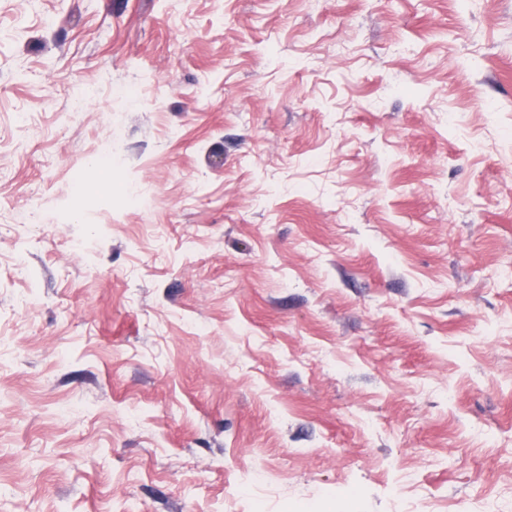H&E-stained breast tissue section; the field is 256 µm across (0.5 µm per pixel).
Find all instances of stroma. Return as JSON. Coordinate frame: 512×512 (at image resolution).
<instances>
[{
    "label": "stroma",
    "mask_w": 512,
    "mask_h": 512,
    "mask_svg": "<svg viewBox=\"0 0 512 512\" xmlns=\"http://www.w3.org/2000/svg\"><path fill=\"white\" fill-rule=\"evenodd\" d=\"M0 512H512V0H0Z\"/></svg>",
    "instance_id": "35a3bbf8"
}]
</instances>
